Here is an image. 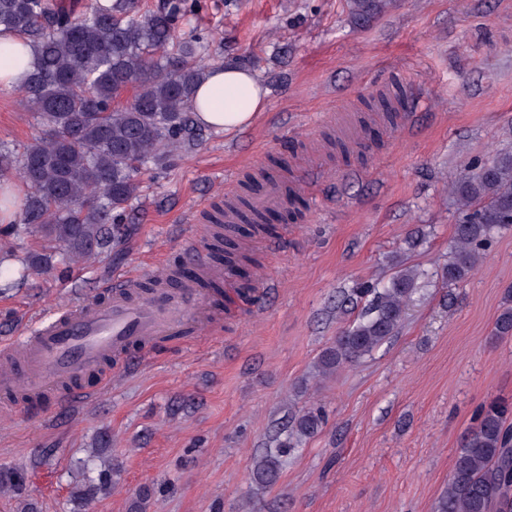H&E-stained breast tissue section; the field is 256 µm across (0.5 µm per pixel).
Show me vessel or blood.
Here are the masks:
<instances>
[{"label":"vessel or blood","mask_w":512,"mask_h":512,"mask_svg":"<svg viewBox=\"0 0 512 512\" xmlns=\"http://www.w3.org/2000/svg\"><path fill=\"white\" fill-rule=\"evenodd\" d=\"M281 187L268 183L255 193L257 209L286 204ZM212 205L196 215V259L191 267L169 264L153 270L155 287H143L142 273L115 274L95 296L73 308L57 310L34 333L0 345V402L15 411L53 403L61 409L93 402L117 366L140 368L164 338L192 336L199 318L219 326L207 284L227 277L210 261L207 244L219 231L210 224Z\"/></svg>","instance_id":"1"}]
</instances>
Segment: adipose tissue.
<instances>
[{
  "mask_svg": "<svg viewBox=\"0 0 512 512\" xmlns=\"http://www.w3.org/2000/svg\"><path fill=\"white\" fill-rule=\"evenodd\" d=\"M35 62L22 37H0V87L14 89L29 77ZM268 90L249 68L233 62L211 68L194 97L201 127L231 132L252 123L267 104Z\"/></svg>",
  "mask_w": 512,
  "mask_h": 512,
  "instance_id": "obj_1",
  "label": "adipose tissue"
}]
</instances>
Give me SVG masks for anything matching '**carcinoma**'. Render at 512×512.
Masks as SVG:
<instances>
[{
    "mask_svg": "<svg viewBox=\"0 0 512 512\" xmlns=\"http://www.w3.org/2000/svg\"><path fill=\"white\" fill-rule=\"evenodd\" d=\"M198 8L189 0H158L140 12L138 0H0V28L21 34L36 54L27 83L17 89L39 135L21 154L0 145V180L18 178L26 194L5 237L35 231L64 250L70 265L110 252L127 234L126 210L142 177L159 173L191 151L200 128L194 90L207 76V46L180 37ZM130 102L120 105L129 90ZM463 219L443 267L448 286L465 282L494 236L512 228V153L467 166L453 185ZM238 220L259 228L269 214L240 201ZM224 265L251 262L229 236L211 243ZM418 272L396 271L387 286L369 283L343 292L362 302L359 318L341 329L316 360L328 378L369 355L397 331L416 290ZM493 335L512 337V289L505 292ZM508 408L492 406L462 438L438 512H512V426ZM322 415L294 420L298 437L315 435ZM288 441L257 458L252 480L274 485Z\"/></svg>",
    "mask_w": 512,
    "mask_h": 512,
    "instance_id": "cac0c4a2",
    "label": "carcinoma"
}]
</instances>
